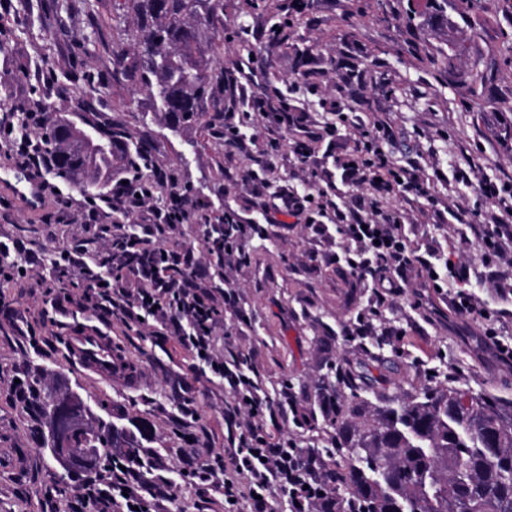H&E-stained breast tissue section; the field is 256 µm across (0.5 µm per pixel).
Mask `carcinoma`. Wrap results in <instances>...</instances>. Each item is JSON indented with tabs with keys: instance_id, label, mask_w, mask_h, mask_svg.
<instances>
[{
	"instance_id": "obj_1",
	"label": "carcinoma",
	"mask_w": 512,
	"mask_h": 512,
	"mask_svg": "<svg viewBox=\"0 0 512 512\" xmlns=\"http://www.w3.org/2000/svg\"><path fill=\"white\" fill-rule=\"evenodd\" d=\"M264 2L272 15L289 17L304 13L308 0ZM121 7L136 17L130 34L134 50L112 42V77L147 90L171 131L197 121L213 85L227 79L209 64L224 29V0H124ZM71 8V0H55L51 15L39 13L41 27L51 31ZM97 35L95 28L74 39V57L87 54ZM451 50L433 51L422 42L415 47L437 78L448 74ZM98 100L95 87L81 90L75 122L41 101L19 118L49 135L31 156H52L57 173L85 191L107 187L102 172L118 152L131 155L138 170L149 167L153 129L147 115L132 133L120 120H101ZM323 384L351 402L348 414L326 422L337 448L314 449L319 478L336 498L335 512H512V410L500 398L472 393L465 402L458 388L427 384L401 401H380L367 415L359 392L372 386L363 377L341 368ZM15 403L28 415L39 447L66 443L81 449L70 471L84 470L90 457L100 464L120 456L124 479L143 492L154 491L161 481L158 454L149 449V420L104 417L67 384L50 385L35 371L24 374Z\"/></svg>"
}]
</instances>
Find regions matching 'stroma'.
Instances as JSON below:
<instances>
[{"label":"stroma","mask_w":512,"mask_h":512,"mask_svg":"<svg viewBox=\"0 0 512 512\" xmlns=\"http://www.w3.org/2000/svg\"><path fill=\"white\" fill-rule=\"evenodd\" d=\"M117 9L114 0H97L91 15L74 6L63 15L60 31L49 37L40 32L37 19L8 10L0 27L21 28L25 34L11 42L7 58H0V106L8 110L40 94L57 115L73 118L74 100L55 88L73 73L94 81L104 115L121 116L132 127L140 113L152 112L146 92L112 78V43L123 40L135 23L129 12L121 27H114ZM407 10L413 13L411 25L388 22V15ZM224 22L214 66L229 68L254 59L267 95L309 112L319 124L337 123L332 100L348 104L361 95L370 97L377 118L391 123L398 138L409 144L408 152H394V159L415 163L434 180V200L408 203L396 197L391 202L403 212L405 223L414 225V246H436L457 263L477 258V250L451 224L439 223L431 209L465 208L488 215L512 206V194L490 199L473 186L477 180H512V65L497 54L504 34H512V0H484L482 10L469 16L461 15L456 0L440 12L427 0H310L303 17L290 27L288 49L270 41L268 17L254 0H224ZM94 24L100 29L99 41L89 55L73 62L70 38L86 34ZM420 39L434 49L455 45L446 77L434 79L413 55L412 45ZM296 44L310 47V54L295 56ZM372 59L380 61V68L366 72L362 85H345L350 66ZM477 62L491 73L479 91L464 80ZM309 68L321 72L311 85L297 77ZM389 87L395 96L386 95ZM154 130L152 164L208 204L213 221L225 209H242L253 200L252 173L259 157L267 158L274 173L302 194L319 187L330 191L338 183L327 141L314 143L318 163L302 170L287 148L271 150L272 125L260 116L243 128L255 142L250 152L225 147L224 123L208 113L176 133L167 129L163 115L155 114ZM471 162L476 170L470 181L458 179L457 169ZM47 180L44 203L36 213L0 188V235L21 241L36 256L63 245L98 250V230L80 221L84 194L56 175ZM63 196L71 199L70 208H60ZM267 232V242H249L250 262L224 269L222 288L235 292L239 304L225 312L214 349L221 357L232 351L247 359L272 397L292 388L296 409L267 420L272 435L321 447L326 443L325 420L313 403L314 391L331 370L361 360L360 348L340 331L366 306L370 292L337 261L343 246L339 235L318 236L303 224H271ZM436 270L441 291L407 286L386 312L388 326L407 337L402 346H383L395 363L386 372L390 383L385 395L406 398L425 384L426 370L451 367L455 386L512 400V363L499 358L477 322L455 315L450 307L454 292L469 291L490 310L504 311L502 332L512 339V288L450 280L441 264ZM0 293L17 314L13 320L0 316V512H59L77 504L78 479L67 477L45 449L35 446L25 415L12 403L16 376L38 368L52 381L77 387L91 406H106L120 418L146 416L163 462L162 482L175 484L180 512H224L222 495L178 473L180 460L195 453L196 437H204L218 457L229 445L223 379L199 365L153 321H130L103 309L63 314L52 308L41 289L2 278ZM83 324L98 327L124 346L135 363V382H108L75 364L65 337L68 326Z\"/></svg>","instance_id":"35a3bbf8"}]
</instances>
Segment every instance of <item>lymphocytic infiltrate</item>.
<instances>
[{
	"label": "lymphocytic infiltrate",
	"instance_id": "lymphocytic-infiltrate-1",
	"mask_svg": "<svg viewBox=\"0 0 512 512\" xmlns=\"http://www.w3.org/2000/svg\"><path fill=\"white\" fill-rule=\"evenodd\" d=\"M232 84L238 97L251 100L253 112L272 117L276 126L289 133L288 149L300 163H308L311 145L323 138H336L338 127L361 130L362 138L373 141L379 148L376 162L366 165L359 147L343 146L336 154V169L342 184L362 188L356 207L330 208L320 198H308L288 185L280 186L277 205L261 206L259 218L242 217L232 213L231 221L238 226L234 238L224 241L223 259L234 262L244 242L253 236L256 222L280 223L282 218H295L314 233L323 234L328 224H335L347 241L345 250L348 268L353 277L371 284L367 302L368 313L347 324L344 334L348 341L372 334V316L387 302L400 297L409 279L423 285H436V256L434 252L421 253L412 248L406 226L398 213L379 210L373 205L378 197L390 196L393 189H401L403 198L428 197L432 194L429 180L423 179L413 166H396L384 152L394 132L385 123L370 120L360 112H343L339 126H323L310 120L303 112H277L266 97L255 93L250 82L241 80V67H234ZM112 207L141 216L140 234L129 240L130 248L152 247L155 256L180 259L189 273L184 283L165 280L149 265H135L124 269L119 278H111L93 271L88 262L71 247L55 251L52 258L33 260L26 265H38L37 285L50 296L53 306L77 304L83 310L111 306L116 314L129 318H151L168 327L178 342L192 354L202 355L213 366L215 375L223 378L227 398L224 402V422L232 427L231 446L224 451V483L218 491L226 502L224 512H243L252 506L253 512H266V498L271 491L286 496L293 507L291 512H330L327 492L313 471L304 448L295 441L274 438L266 429L267 416L273 415L276 403L264 391L252 390L247 373L238 359H220L214 353L213 336L220 326L216 315L236 308L235 295L215 296L202 289L204 279L202 261L194 249L184 246L158 245L154 228L159 224L177 226L183 223L186 210L163 209L153 203V192L142 186L138 193H130L125 184L112 187ZM453 218L464 228L465 241L477 242L480 263L473 267L452 266L450 277L472 279L476 283L502 284L512 281V224L500 219H486L481 213L455 211ZM369 253L377 265H362L358 256ZM76 272L81 283L80 296L58 287L60 271ZM455 312L465 318L482 319L486 336L500 348L502 358H512V342L500 336V320L495 313L484 312L472 294L460 291L452 299ZM248 413L247 423H240L241 413ZM162 492L142 495L123 483L109 482L99 489L96 500L100 512H156Z\"/></svg>",
	"mask_w": 512,
	"mask_h": 512
}]
</instances>
